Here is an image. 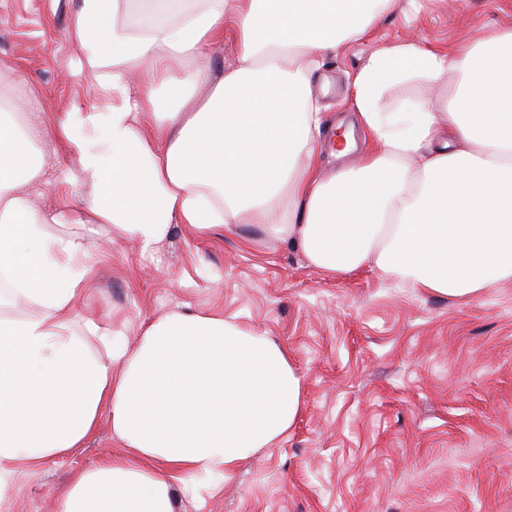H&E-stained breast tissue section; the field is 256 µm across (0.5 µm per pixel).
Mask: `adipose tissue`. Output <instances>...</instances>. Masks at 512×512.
<instances>
[{
	"mask_svg": "<svg viewBox=\"0 0 512 512\" xmlns=\"http://www.w3.org/2000/svg\"><path fill=\"white\" fill-rule=\"evenodd\" d=\"M394 4L152 0L136 31L128 0H81L69 37L107 105L57 126L60 141L86 131L77 213L34 205L44 132L16 79L0 113V512L103 421L125 453L79 469L58 512H176L183 474L229 479L303 412L287 350L223 314L171 312L130 347L79 317L92 251L113 240L151 252L174 225L227 229L245 212L331 275L368 265L456 301L512 282V27L452 52L417 36L373 53L349 78L370 147L322 173L311 78ZM228 40L236 59L213 72ZM411 78L423 95L386 105Z\"/></svg>",
	"mask_w": 512,
	"mask_h": 512,
	"instance_id": "obj_1",
	"label": "adipose tissue"
}]
</instances>
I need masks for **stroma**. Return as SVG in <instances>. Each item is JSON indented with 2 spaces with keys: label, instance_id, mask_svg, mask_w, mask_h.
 <instances>
[{
  "label": "stroma",
  "instance_id": "35a3bbf8",
  "mask_svg": "<svg viewBox=\"0 0 512 512\" xmlns=\"http://www.w3.org/2000/svg\"><path fill=\"white\" fill-rule=\"evenodd\" d=\"M79 0H0V89L22 75L41 128L104 98L78 62L69 25ZM512 24V0H396L312 79L332 123H351L350 74L413 35L444 50ZM76 142L49 143L39 206H85L67 176ZM87 310L133 339L143 321L182 310L237 317L285 347L305 407L288 437L224 484L204 475L177 512H512V283L452 301L369 269L330 275L256 226L201 236L175 226L141 254L118 242L97 259ZM108 424L74 455L23 481L13 512H57L73 473L122 454Z\"/></svg>",
  "mask_w": 512,
  "mask_h": 512
}]
</instances>
